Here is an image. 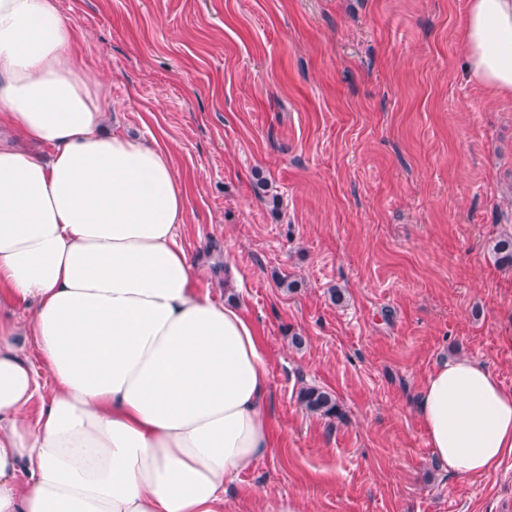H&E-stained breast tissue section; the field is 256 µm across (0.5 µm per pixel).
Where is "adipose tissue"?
Wrapping results in <instances>:
<instances>
[{"mask_svg": "<svg viewBox=\"0 0 512 512\" xmlns=\"http://www.w3.org/2000/svg\"><path fill=\"white\" fill-rule=\"evenodd\" d=\"M75 39L56 0H0V129L50 150L0 139V287L35 304L0 318V512H224L272 451L266 359L239 304L195 290L171 160L106 131ZM464 46L472 77L512 94V0H469ZM419 416L449 473L512 453V391L471 360L430 374Z\"/></svg>", "mask_w": 512, "mask_h": 512, "instance_id": "obj_1", "label": "adipose tissue"}]
</instances>
